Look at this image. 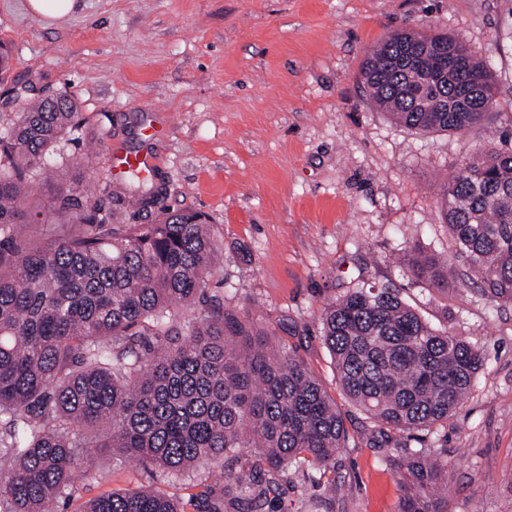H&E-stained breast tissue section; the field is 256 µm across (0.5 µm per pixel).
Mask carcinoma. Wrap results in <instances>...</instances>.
Masks as SVG:
<instances>
[{
    "instance_id": "cac0c4a2",
    "label": "carcinoma",
    "mask_w": 512,
    "mask_h": 512,
    "mask_svg": "<svg viewBox=\"0 0 512 512\" xmlns=\"http://www.w3.org/2000/svg\"><path fill=\"white\" fill-rule=\"evenodd\" d=\"M361 76L373 103L410 130L465 132L493 108L492 74L445 33H391ZM81 128L67 94L16 95L0 113V512H53L102 454L176 475L230 462L220 482L196 484L193 512H281L286 470L335 473L347 430L303 361L210 291L218 246L206 217L114 224L61 165L43 222L65 221L44 242L23 232L32 181ZM134 180L130 204H154ZM441 211L468 277L511 302L512 152L489 146L468 158L441 187ZM404 265L448 289L440 257L414 249ZM321 324L343 393L393 443L406 487L398 512H445L448 449L407 448L394 435L456 414L482 366L480 345L373 286L329 302ZM82 512L185 506L138 488Z\"/></svg>"
}]
</instances>
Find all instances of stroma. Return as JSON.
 Returning a JSON list of instances; mask_svg holds the SVG:
<instances>
[{
  "mask_svg": "<svg viewBox=\"0 0 512 512\" xmlns=\"http://www.w3.org/2000/svg\"><path fill=\"white\" fill-rule=\"evenodd\" d=\"M405 27L454 36L488 64L490 121L422 133L371 107L361 63ZM0 41L15 75L0 87V113L16 94L76 98L84 137L103 140L83 177L119 223L153 224L165 209L207 216L220 245L210 288L273 330L344 418L333 512H396L404 495L321 336L324 307L362 285L395 289L424 319L480 344L483 364L456 416L399 440L447 449V512H512V304L466 277L439 198L469 156L512 150V0H79L68 24L50 28L25 0H0ZM151 125L164 135L149 145ZM111 146L162 161L153 206L128 205ZM414 248L456 268L448 291L396 266ZM213 477L206 465L175 475L105 455L66 510L138 487L183 498ZM319 478L287 471L284 512H314Z\"/></svg>",
  "mask_w": 512,
  "mask_h": 512,
  "instance_id": "35a3bbf8",
  "label": "stroma"
}]
</instances>
